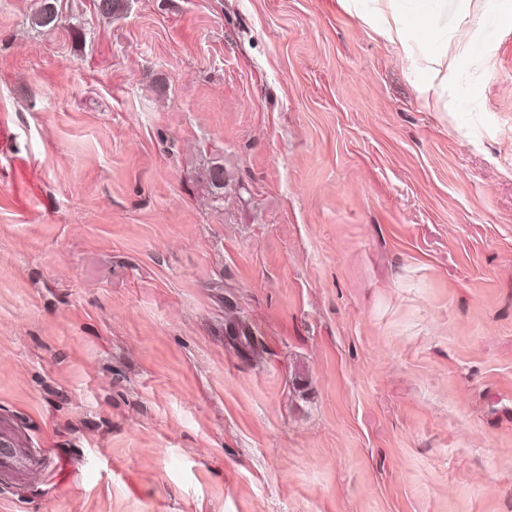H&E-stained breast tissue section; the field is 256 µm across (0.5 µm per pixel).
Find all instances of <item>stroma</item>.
<instances>
[{"instance_id": "obj_1", "label": "stroma", "mask_w": 512, "mask_h": 512, "mask_svg": "<svg viewBox=\"0 0 512 512\" xmlns=\"http://www.w3.org/2000/svg\"><path fill=\"white\" fill-rule=\"evenodd\" d=\"M39 3L0 0V512H512V0H447L443 89L387 0ZM18 455L19 451L13 446L11 438L0 431V477H9L16 472L20 464Z\"/></svg>"}]
</instances>
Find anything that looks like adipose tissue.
<instances>
[{
	"instance_id": "obj_1",
	"label": "adipose tissue",
	"mask_w": 512,
	"mask_h": 512,
	"mask_svg": "<svg viewBox=\"0 0 512 512\" xmlns=\"http://www.w3.org/2000/svg\"><path fill=\"white\" fill-rule=\"evenodd\" d=\"M444 0H388L389 14L383 34L401 46L407 56H420L427 84H447L455 76V65L447 64L448 44L436 31Z\"/></svg>"
}]
</instances>
